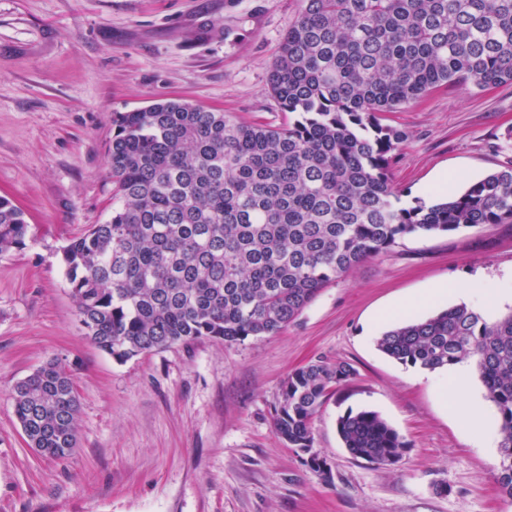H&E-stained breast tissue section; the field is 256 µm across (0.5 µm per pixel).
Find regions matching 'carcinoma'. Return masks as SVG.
I'll return each mask as SVG.
<instances>
[{
    "label": "carcinoma",
    "instance_id": "carcinoma-1",
    "mask_svg": "<svg viewBox=\"0 0 512 512\" xmlns=\"http://www.w3.org/2000/svg\"><path fill=\"white\" fill-rule=\"evenodd\" d=\"M471 80L512 83V0H301L270 70L292 115L277 128L179 100L112 116V210L62 249L86 339L113 360L175 344L274 336L341 276L405 237L512 224V167L427 206L399 205L390 163L405 133L384 112ZM22 211L0 197V254L25 245ZM427 370L475 360L499 422L496 482L512 498V311L492 321L464 305L376 338ZM356 374L345 361L292 370L274 410L278 437L324 480L311 422ZM10 398L28 447H77L79 398L50 360ZM344 448L378 466L408 444L378 413L348 410Z\"/></svg>",
    "mask_w": 512,
    "mask_h": 512
}]
</instances>
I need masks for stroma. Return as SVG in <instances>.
Instances as JSON below:
<instances>
[{
  "mask_svg": "<svg viewBox=\"0 0 512 512\" xmlns=\"http://www.w3.org/2000/svg\"><path fill=\"white\" fill-rule=\"evenodd\" d=\"M300 0H0V196L30 233L0 255V512H512L484 448L449 411L435 371L381 353L392 308L441 284H512V224L407 237L325 288L281 333L203 339L120 363L82 335L62 249L112 206V115L182 99L270 127L268 89ZM381 122L404 131L390 166L401 205L512 167V84L439 89ZM323 357L355 377L312 421L330 479L273 424L288 373ZM69 365L78 447L38 456L14 385ZM378 412L407 442L379 467L343 448L336 419Z\"/></svg>",
  "mask_w": 512,
  "mask_h": 512,
  "instance_id": "1",
  "label": "stroma"
}]
</instances>
